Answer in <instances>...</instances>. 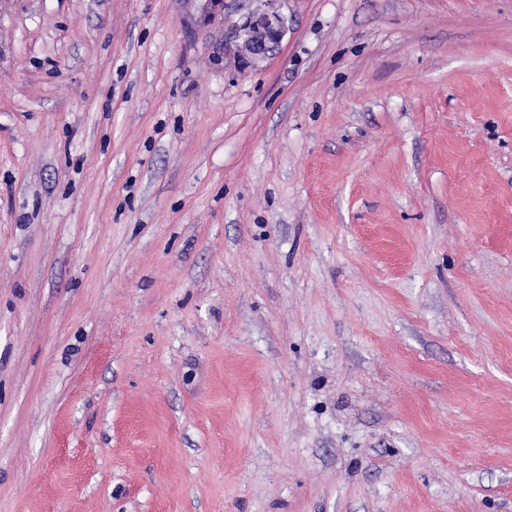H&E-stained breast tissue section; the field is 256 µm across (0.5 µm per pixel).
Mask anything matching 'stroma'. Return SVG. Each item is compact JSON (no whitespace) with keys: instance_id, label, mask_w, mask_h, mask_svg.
Listing matches in <instances>:
<instances>
[{"instance_id":"1","label":"stroma","mask_w":512,"mask_h":512,"mask_svg":"<svg viewBox=\"0 0 512 512\" xmlns=\"http://www.w3.org/2000/svg\"><path fill=\"white\" fill-rule=\"evenodd\" d=\"M0 0V512H512V0ZM246 1H262L264 9L244 10ZM204 19L220 16L224 23V54L233 53L245 67H254L275 52L286 35L279 0H199ZM238 16L233 20V16Z\"/></svg>"}]
</instances>
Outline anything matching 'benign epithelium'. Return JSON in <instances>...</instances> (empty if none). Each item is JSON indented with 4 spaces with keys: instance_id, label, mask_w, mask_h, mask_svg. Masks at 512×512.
<instances>
[{
    "instance_id": "benign-epithelium-1",
    "label": "benign epithelium",
    "mask_w": 512,
    "mask_h": 512,
    "mask_svg": "<svg viewBox=\"0 0 512 512\" xmlns=\"http://www.w3.org/2000/svg\"><path fill=\"white\" fill-rule=\"evenodd\" d=\"M207 19L224 23V52L234 54L245 67H254L275 52L286 35L277 2L264 0L266 8L244 10L246 0H200Z\"/></svg>"
}]
</instances>
